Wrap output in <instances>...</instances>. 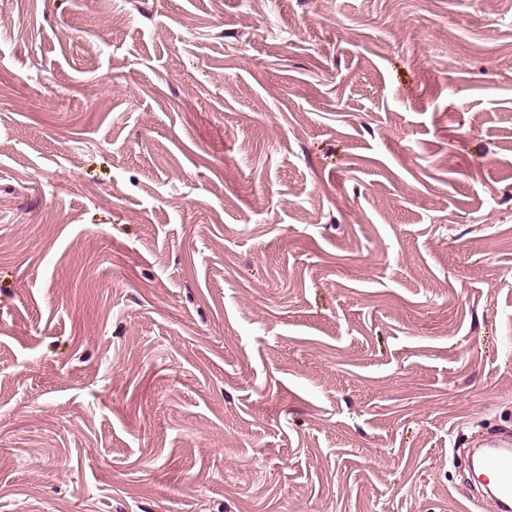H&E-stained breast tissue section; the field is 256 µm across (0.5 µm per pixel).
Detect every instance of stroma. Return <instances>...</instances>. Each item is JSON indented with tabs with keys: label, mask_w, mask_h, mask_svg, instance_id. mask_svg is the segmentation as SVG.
Wrapping results in <instances>:
<instances>
[{
	"label": "stroma",
	"mask_w": 512,
	"mask_h": 512,
	"mask_svg": "<svg viewBox=\"0 0 512 512\" xmlns=\"http://www.w3.org/2000/svg\"><path fill=\"white\" fill-rule=\"evenodd\" d=\"M494 9L0 0V512H495Z\"/></svg>",
	"instance_id": "obj_1"
}]
</instances>
